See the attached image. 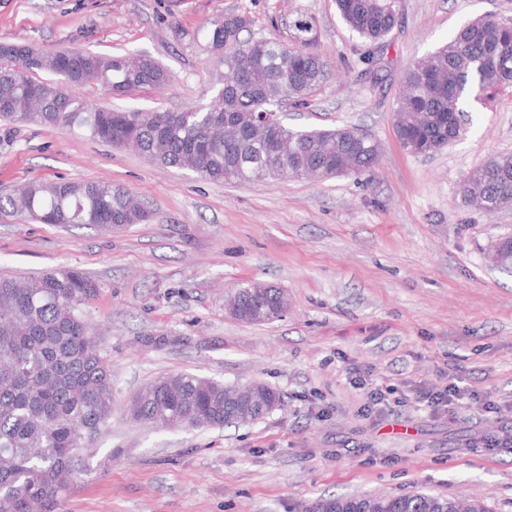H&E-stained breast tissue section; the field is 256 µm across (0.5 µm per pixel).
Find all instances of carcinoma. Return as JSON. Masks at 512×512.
Here are the masks:
<instances>
[{"instance_id":"cac0c4a2","label":"carcinoma","mask_w":512,"mask_h":512,"mask_svg":"<svg viewBox=\"0 0 512 512\" xmlns=\"http://www.w3.org/2000/svg\"><path fill=\"white\" fill-rule=\"evenodd\" d=\"M343 22L362 41L383 48L399 25L393 0H335ZM248 15L229 12L175 40L203 41L224 68L201 108L179 112H103L68 90L97 83L115 95L162 86L170 73L139 54L41 51L0 44V118L46 128L68 127L113 146H132L163 166L215 182H250L284 174L310 180L370 171L379 144L350 125L296 129L260 125L264 112L288 102L307 105L326 80L328 63L314 50L317 29L299 16L293 43L251 31ZM43 71L52 81H39ZM396 126L414 155L433 154L465 132L464 112L492 89L512 87V27L482 16L446 44L412 61L401 78ZM460 192L467 205L494 211L512 205V152L470 172ZM44 224H84L117 230L140 224L146 206L107 182L30 183L0 196V212ZM98 285L77 268L46 271L23 283L0 278V512H59L62 493L81 470L80 451L93 445L112 415V369L95 329L79 307ZM230 299L239 321H252L256 302L288 310L281 288L261 296L237 289ZM133 418L156 426L224 423V384L189 373L163 377L133 398ZM308 512H486L476 502L425 494L337 496Z\"/></svg>"}]
</instances>
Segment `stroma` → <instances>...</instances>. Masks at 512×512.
Wrapping results in <instances>:
<instances>
[{
    "mask_svg": "<svg viewBox=\"0 0 512 512\" xmlns=\"http://www.w3.org/2000/svg\"><path fill=\"white\" fill-rule=\"evenodd\" d=\"M388 71L372 84L363 45L334 0H0V42L43 51L145 54L171 81L124 95L88 84L75 95L113 108L180 111L209 102L215 65L203 44L175 42L235 11L254 33L291 42L312 18L330 76L298 127L351 125L380 145L364 175L213 182L154 164L66 128L0 119V195L31 182H108L149 216L105 231L0 213V276L75 267L98 284L82 316L103 332L112 418L75 475L62 512H302L322 496L429 493L512 512V273L484 248L512 235V206H467L462 180L512 152V97L475 105L459 139L430 156L402 145L394 110L415 58L487 14L512 24V0H394ZM261 281L287 314L253 325L227 296ZM192 373L263 383L281 405L247 425L155 428L134 421L133 395ZM367 375L398 405L364 418ZM457 413H431L421 389L454 381Z\"/></svg>",
    "mask_w": 512,
    "mask_h": 512,
    "instance_id": "stroma-1",
    "label": "stroma"
}]
</instances>
